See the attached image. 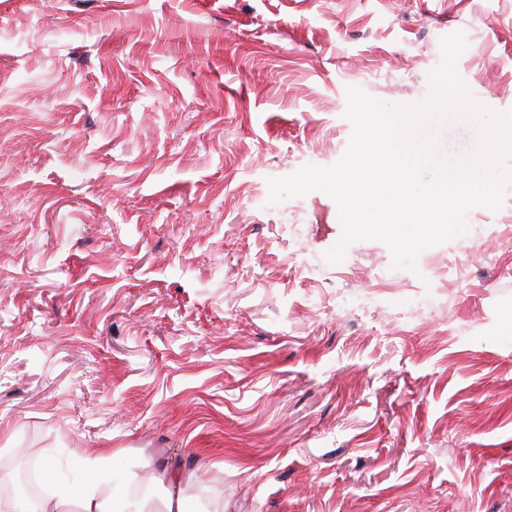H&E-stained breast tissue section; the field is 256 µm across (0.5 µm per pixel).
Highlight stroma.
Returning a JSON list of instances; mask_svg holds the SVG:
<instances>
[{
    "mask_svg": "<svg viewBox=\"0 0 512 512\" xmlns=\"http://www.w3.org/2000/svg\"><path fill=\"white\" fill-rule=\"evenodd\" d=\"M463 33L512 110V0H0V460L196 512H512V184L392 266L321 191L346 89L412 105ZM482 252L460 263L464 247ZM194 472L172 471L164 472L159 476V481L167 489L166 498L163 500L160 512H188L187 501L184 496V487L195 480Z\"/></svg>",
    "mask_w": 512,
    "mask_h": 512,
    "instance_id": "35a3bbf8",
    "label": "stroma"
}]
</instances>
